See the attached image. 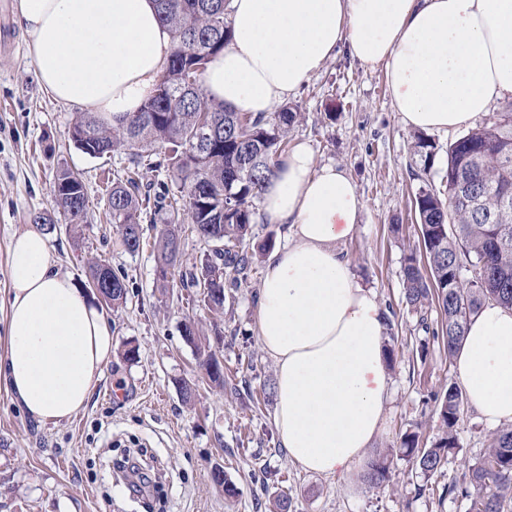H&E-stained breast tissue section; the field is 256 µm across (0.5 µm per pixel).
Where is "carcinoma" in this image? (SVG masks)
Listing matches in <instances>:
<instances>
[{
    "mask_svg": "<svg viewBox=\"0 0 512 512\" xmlns=\"http://www.w3.org/2000/svg\"><path fill=\"white\" fill-rule=\"evenodd\" d=\"M161 22L168 26L173 48L167 68L154 93L131 119L107 123L94 112L78 115L70 136L82 151L97 145L96 157L124 150L129 166L112 181L105 199L112 223L119 225L126 250L135 254L143 242L141 215L149 207L187 215V228H168L158 246L157 278L161 289L194 288L202 307L214 319L224 317L226 289L237 286L252 263L242 249L262 199L265 182L273 174L277 158L288 149V132L300 113L284 106L266 115L237 112L206 96L201 75L207 63L231 40L229 0H155ZM196 87L187 89V78ZM211 126L215 136L207 146L196 145L199 132ZM415 153L428 171L435 146L420 134ZM164 166L178 193L168 184L144 189L141 171ZM469 183L467 193L454 198L453 228L441 221L448 198L433 188H422L415 198L424 258L412 251L403 257L406 304L420 313H441L437 334L453 356L464 340L470 318L487 302L512 307V102L494 122L468 131L448 147V180L453 190L459 178ZM54 206L68 223L86 222L87 196L79 173L62 169L52 190ZM189 232L210 246L198 264L181 270V233ZM472 271L465 280L462 272ZM112 282L102 291L105 304L117 309L127 302L126 276L109 264L88 266L87 286L96 287L101 276ZM184 338L204 356L210 381L224 384V371L199 324L184 323ZM461 392L448 387L438 399L441 434L430 448L418 447V436L402 440L403 454L430 479L440 472L448 455L457 448L455 426ZM366 481L381 487L390 479L386 458L371 461ZM471 488L461 493L470 498V512H512V427L498 430L488 452L469 469Z\"/></svg>",
    "mask_w": 512,
    "mask_h": 512,
    "instance_id": "obj_1",
    "label": "carcinoma"
}]
</instances>
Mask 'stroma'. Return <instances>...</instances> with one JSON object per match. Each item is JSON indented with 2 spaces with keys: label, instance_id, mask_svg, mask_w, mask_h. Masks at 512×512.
<instances>
[{
  "label": "stroma",
  "instance_id": "obj_1",
  "mask_svg": "<svg viewBox=\"0 0 512 512\" xmlns=\"http://www.w3.org/2000/svg\"><path fill=\"white\" fill-rule=\"evenodd\" d=\"M15 5L0 0V28L12 34L11 44L0 46V336L10 239L32 227L38 212L53 218L49 243L77 285H84L89 262L103 260L125 273L129 294L125 307L107 314L112 360L70 420H35L0 383V512H270L281 496L289 499V512H469V499L442 493L463 483L495 432L469 405H462L455 427L458 448L438 477L425 479L400 454L407 433L431 445L441 432L434 399L459 382L435 335L439 309L423 319L402 301L403 256L422 249L415 197L423 186L440 188L458 132H429L436 155L420 176L417 131L393 111L383 69L344 58L327 62L288 100L301 114L290 144L307 143L317 164L344 166L363 198L357 230L340 248L388 312L392 351L393 394L368 453L390 458L389 482L376 488L359 473H309L289 458L277 434L276 367L257 336L264 258L284 243L285 227L258 222L244 241L253 263L225 302L221 338L211 342L224 368V384L215 386L182 337L185 320L205 318V310L196 296L181 288L161 291L156 281L153 244L166 228L164 215L143 219L146 244L128 253L104 210L106 190L128 156L92 157L74 144L69 128L77 111L38 84ZM63 167L80 172L85 186L87 221L79 226L52 201ZM130 343L138 349L132 361L123 356ZM183 380L196 386L192 402L182 399ZM217 467L237 487L235 499L226 500L212 481ZM263 469L272 474L265 485L256 479Z\"/></svg>",
  "mask_w": 512,
  "mask_h": 512
}]
</instances>
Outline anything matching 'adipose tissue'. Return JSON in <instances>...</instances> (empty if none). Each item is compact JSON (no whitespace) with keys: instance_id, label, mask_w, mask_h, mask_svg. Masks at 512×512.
<instances>
[{"instance_id":"ef3b65f1","label":"adipose tissue","mask_w":512,"mask_h":512,"mask_svg":"<svg viewBox=\"0 0 512 512\" xmlns=\"http://www.w3.org/2000/svg\"><path fill=\"white\" fill-rule=\"evenodd\" d=\"M232 40L208 63V98L272 112L331 60L383 68L402 122L449 131L512 98V0H230ZM15 21L41 88L57 101L122 119L154 91L172 51L153 0H17ZM363 200L346 169L297 144L262 193L288 227L264 261L257 319L276 365L274 423L289 457L351 473L381 432L391 398L387 322L339 248ZM0 379L31 417L82 409L112 360V323L60 270L47 236L12 239ZM463 395L489 424H512V308L490 302L454 355Z\"/></svg>"}]
</instances>
